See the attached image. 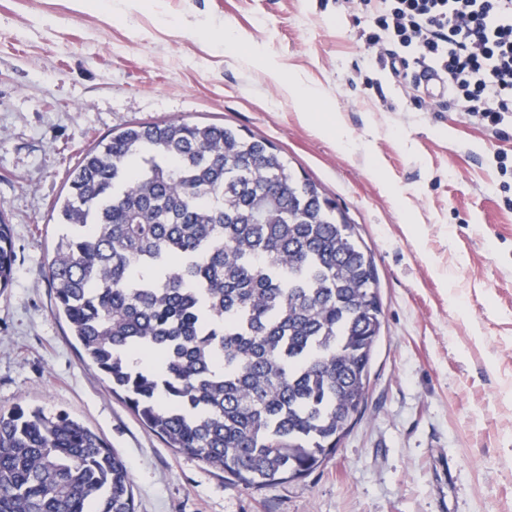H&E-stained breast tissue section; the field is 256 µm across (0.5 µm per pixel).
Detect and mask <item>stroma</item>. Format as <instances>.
Instances as JSON below:
<instances>
[{
    "label": "stroma",
    "instance_id": "stroma-1",
    "mask_svg": "<svg viewBox=\"0 0 512 512\" xmlns=\"http://www.w3.org/2000/svg\"><path fill=\"white\" fill-rule=\"evenodd\" d=\"M228 24L242 44L212 41ZM363 57L337 0H0V215L16 255L0 410H64L97 432L130 469L135 512H512V129L416 107L386 70L365 89ZM293 78L316 97L288 99ZM174 117L272 142L374 257L384 329L367 407L301 480L245 489L169 448L55 312L45 270L69 170L112 131Z\"/></svg>",
    "mask_w": 512,
    "mask_h": 512
}]
</instances>
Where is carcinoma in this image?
<instances>
[{"label": "carcinoma", "instance_id": "cac0c4a2", "mask_svg": "<svg viewBox=\"0 0 512 512\" xmlns=\"http://www.w3.org/2000/svg\"><path fill=\"white\" fill-rule=\"evenodd\" d=\"M53 211L55 307L150 430L252 489L336 452L367 405L382 308L319 183L232 126L135 123L85 152ZM14 276L0 218V290ZM0 512H135L131 475L64 410L0 411Z\"/></svg>", "mask_w": 512, "mask_h": 512}]
</instances>
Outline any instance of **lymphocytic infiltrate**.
Here are the masks:
<instances>
[{"instance_id":"obj_1","label":"lymphocytic infiltrate","mask_w":512,"mask_h":512,"mask_svg":"<svg viewBox=\"0 0 512 512\" xmlns=\"http://www.w3.org/2000/svg\"><path fill=\"white\" fill-rule=\"evenodd\" d=\"M364 12L367 67L412 79L421 68L448 79L436 111L466 112L488 127L512 123V0H344Z\"/></svg>"}]
</instances>
